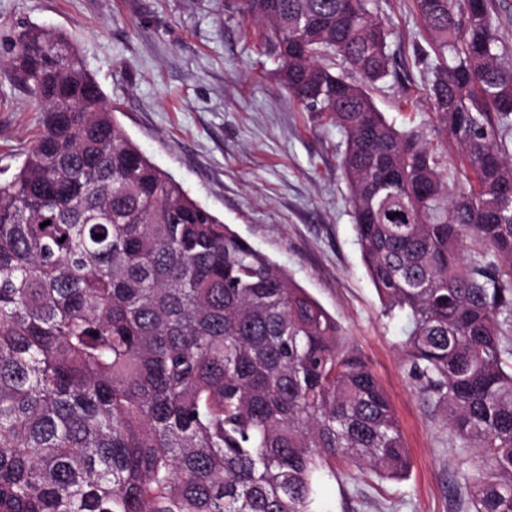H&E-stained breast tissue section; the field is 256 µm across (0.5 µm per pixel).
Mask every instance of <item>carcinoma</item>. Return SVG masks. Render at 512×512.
Wrapping results in <instances>:
<instances>
[{
    "label": "carcinoma",
    "mask_w": 512,
    "mask_h": 512,
    "mask_svg": "<svg viewBox=\"0 0 512 512\" xmlns=\"http://www.w3.org/2000/svg\"><path fill=\"white\" fill-rule=\"evenodd\" d=\"M368 4L240 10L271 26L288 94L345 133L363 264L383 314L409 316L403 349L460 448L468 512H512L499 13L413 0L432 112L400 130L372 96L391 31ZM12 64L40 128L0 178V512H318L317 475L336 460L406 478L391 402L336 318L150 161L72 40L29 26Z\"/></svg>",
    "instance_id": "1"
}]
</instances>
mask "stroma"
<instances>
[{"mask_svg":"<svg viewBox=\"0 0 512 512\" xmlns=\"http://www.w3.org/2000/svg\"><path fill=\"white\" fill-rule=\"evenodd\" d=\"M393 32L395 72L373 95L397 128L428 124V61L412 0H372ZM67 33L115 119L150 160L265 253L332 314L346 346L389 395L411 460L383 481L341 464L318 484L322 512H467L459 450L402 351L406 316L387 318L363 265L339 162L345 136L273 77L268 25L234 0H0V174L40 114L8 63L24 27Z\"/></svg>","mask_w":512,"mask_h":512,"instance_id":"1","label":"stroma"}]
</instances>
